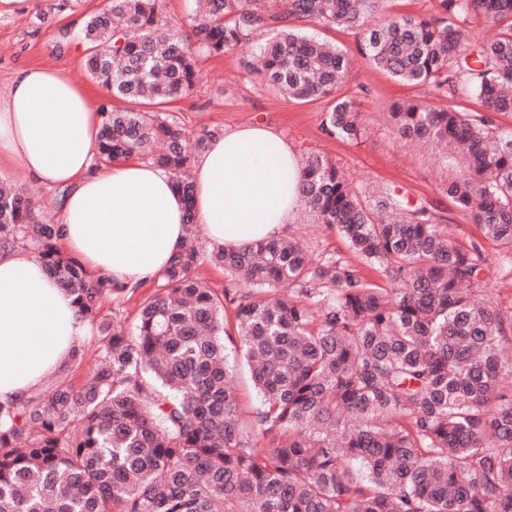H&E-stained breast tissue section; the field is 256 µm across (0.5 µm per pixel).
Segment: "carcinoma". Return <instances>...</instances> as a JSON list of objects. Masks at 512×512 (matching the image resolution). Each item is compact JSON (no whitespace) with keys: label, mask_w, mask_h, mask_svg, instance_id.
<instances>
[{"label":"carcinoma","mask_w":512,"mask_h":512,"mask_svg":"<svg viewBox=\"0 0 512 512\" xmlns=\"http://www.w3.org/2000/svg\"><path fill=\"white\" fill-rule=\"evenodd\" d=\"M383 2L284 0L269 15L262 0H206L188 39L159 0H112L81 32L106 92L98 162L149 161L192 200V161L222 131L191 140L163 107L193 90L198 54L270 26L264 80L295 100L334 97L325 132L360 139L362 112L337 95L350 58L288 24L318 20L361 34L362 54L405 84L479 99L476 112L407 102L390 122L448 151L442 192L512 275V128L498 124L512 114V0H440L432 17L373 28ZM478 19L500 31L469 44L463 27ZM300 195L354 259L315 256L296 237L206 252L187 213L186 243L132 327L99 325L87 382L0 403V512H512V313L476 299L486 253L458 243L431 203L354 187L323 155L302 164ZM59 233L29 191L0 186V247L37 254L93 322L124 289L62 252ZM205 257L224 290L193 275ZM229 343L260 396L247 422Z\"/></svg>","instance_id":"carcinoma-1"}]
</instances>
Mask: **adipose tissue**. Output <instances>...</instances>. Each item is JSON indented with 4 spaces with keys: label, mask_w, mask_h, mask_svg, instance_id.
<instances>
[{
    "label": "adipose tissue",
    "mask_w": 512,
    "mask_h": 512,
    "mask_svg": "<svg viewBox=\"0 0 512 512\" xmlns=\"http://www.w3.org/2000/svg\"><path fill=\"white\" fill-rule=\"evenodd\" d=\"M98 107L63 68L19 70L0 88V167L34 186L63 187L60 243L88 271L129 287L152 282L188 236L170 176L130 160L97 163ZM195 219L231 249L284 236L300 201V168L270 124L253 121L210 141L193 163ZM72 296L21 248L0 250V403L30 398L64 371L86 336Z\"/></svg>",
    "instance_id": "adipose-tissue-1"
}]
</instances>
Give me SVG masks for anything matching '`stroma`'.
<instances>
[{
    "instance_id": "obj_1",
    "label": "stroma",
    "mask_w": 512,
    "mask_h": 512,
    "mask_svg": "<svg viewBox=\"0 0 512 512\" xmlns=\"http://www.w3.org/2000/svg\"><path fill=\"white\" fill-rule=\"evenodd\" d=\"M108 2L32 0L28 12L0 17V86L16 70L30 65L65 68L75 82L91 86V79L83 71L84 51L75 35L85 20L103 10ZM303 27L335 44L352 59L353 69L339 93L354 99L364 116L366 133L360 140H339L325 132L331 100L298 101L265 84L256 70V45L252 42L221 55H200L194 90L168 104L167 112L191 136L206 127L226 129L266 120L276 127L297 157L327 156L354 186H394L411 199L433 202L455 239L462 244L481 243L492 262L483 274L480 300L502 310L512 308V277L499 270L497 245L483 239L476 224L441 191L447 173L445 162L414 142L399 140L386 119L394 104L407 100L432 101L445 109L467 112L479 110L480 102L464 95L437 97L430 87L399 82L371 67L352 31L314 21L304 22ZM288 231L301 236L313 253L345 258L350 255L336 230L310 223L304 213H297Z\"/></svg>"
}]
</instances>
